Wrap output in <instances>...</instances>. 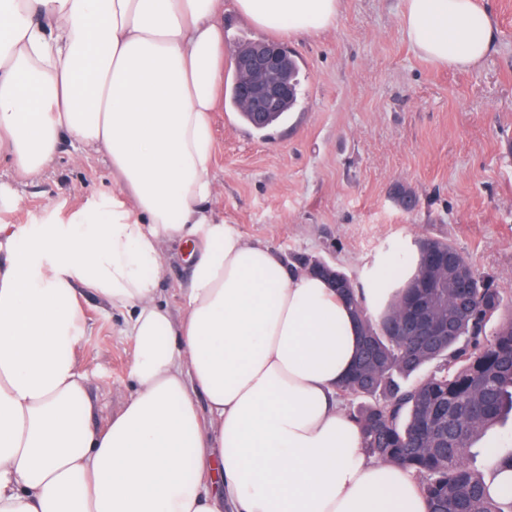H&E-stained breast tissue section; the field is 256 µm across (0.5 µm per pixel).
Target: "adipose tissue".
Wrapping results in <instances>:
<instances>
[{"mask_svg": "<svg viewBox=\"0 0 512 512\" xmlns=\"http://www.w3.org/2000/svg\"><path fill=\"white\" fill-rule=\"evenodd\" d=\"M259 27H335L341 0H234ZM224 0H0V158L38 181L70 138L116 188L29 236L0 224V512H427L413 474L367 456L337 394L414 278L379 253L357 306L215 220L211 114L224 102ZM413 48L477 66L498 30L479 0H404ZM181 311L159 297L173 245ZM118 312L131 393L105 429L75 353L83 301Z\"/></svg>", "mask_w": 512, "mask_h": 512, "instance_id": "ef3b65f1", "label": "adipose tissue"}]
</instances>
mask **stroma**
I'll list each match as a JSON object with an SVG mask.
<instances>
[{"instance_id":"35a3bbf8","label":"stroma","mask_w":512,"mask_h":512,"mask_svg":"<svg viewBox=\"0 0 512 512\" xmlns=\"http://www.w3.org/2000/svg\"><path fill=\"white\" fill-rule=\"evenodd\" d=\"M499 29L493 51L459 70L422 57L401 23L403 0H342L334 28L290 36L299 103L275 129L255 134L234 112L214 115L212 210L286 262L320 258L350 278L402 239L448 240L512 295V0H483ZM224 0V72L237 48L271 39ZM69 144L34 184L0 164V224L27 230L111 195L104 156L75 164ZM418 199L407 211L394 186ZM80 350L91 376L95 424L104 427L130 386L131 337L120 314L85 304Z\"/></svg>"}]
</instances>
